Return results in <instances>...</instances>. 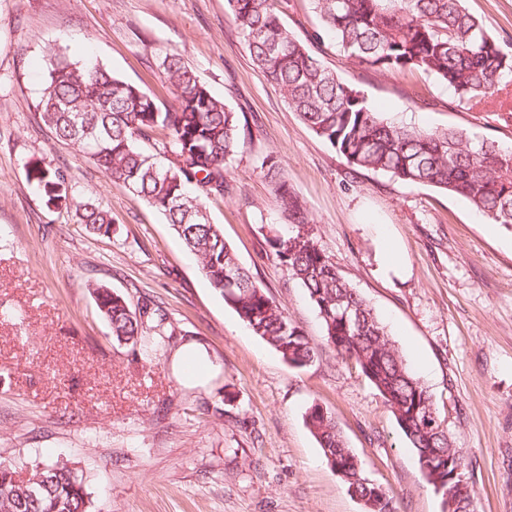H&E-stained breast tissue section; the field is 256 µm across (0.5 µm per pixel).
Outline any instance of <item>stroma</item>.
Instances as JSON below:
<instances>
[{
	"label": "stroma",
	"mask_w": 512,
	"mask_h": 512,
	"mask_svg": "<svg viewBox=\"0 0 512 512\" xmlns=\"http://www.w3.org/2000/svg\"><path fill=\"white\" fill-rule=\"evenodd\" d=\"M466 6L512 53V0ZM60 47L164 101L158 64L177 55L236 112L231 191L208 214L318 347L313 363L291 366L252 334L158 212L41 124ZM321 53L388 117L512 147L498 101L462 104L420 72L367 71L328 44ZM270 154L341 275L431 390L470 462L475 512H512V228L463 197L352 169L261 76L225 0H0V460L67 465L90 512H364L304 422L317 402L397 512H443L393 413L326 347L304 288L268 246L288 228L259 173ZM33 158L109 209L111 236L45 207L26 180ZM97 285L132 309L163 310L176 334L155 361L113 340ZM189 345L207 364L203 381L180 365Z\"/></svg>",
	"instance_id": "1"
}]
</instances>
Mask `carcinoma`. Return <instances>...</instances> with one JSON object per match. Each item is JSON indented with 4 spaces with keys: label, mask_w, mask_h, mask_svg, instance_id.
Wrapping results in <instances>:
<instances>
[{
    "label": "carcinoma",
    "mask_w": 512,
    "mask_h": 512,
    "mask_svg": "<svg viewBox=\"0 0 512 512\" xmlns=\"http://www.w3.org/2000/svg\"><path fill=\"white\" fill-rule=\"evenodd\" d=\"M225 2L259 73L348 165L451 192L492 223L512 227V149L476 141L460 128L425 130L395 121L371 107L360 89L311 49L330 36L340 55L365 70L419 71L447 85L465 104L496 99L512 85V54L464 0H311L320 27L303 39L281 19L285 0ZM159 68L173 95L170 102L59 48L37 104L40 119L57 138L76 144L110 180L159 212L198 257L224 303L284 361L303 367L317 357L316 347L239 265L207 213V200L231 189L227 164L240 147L236 113L179 57L165 55ZM260 173L274 183L291 226L269 239V247L317 309L326 346L372 384L427 484L448 503V477L456 464H468L438 417L432 394L367 301L337 271L275 156L262 160ZM26 179L46 207L72 216L89 233L112 234L111 212L92 196H77L59 169L33 159L26 163ZM226 271L237 277L232 288L224 284ZM95 300L113 338L139 347L149 361L173 336L158 309L145 305L135 313L103 286L95 289ZM305 423L365 512H396L392 498L364 474L328 410L313 404ZM473 499L472 486L464 485L450 512H473ZM0 512H89V498L83 478L66 466L46 463L25 474L0 461Z\"/></svg>",
    "instance_id": "carcinoma-1"
}]
</instances>
